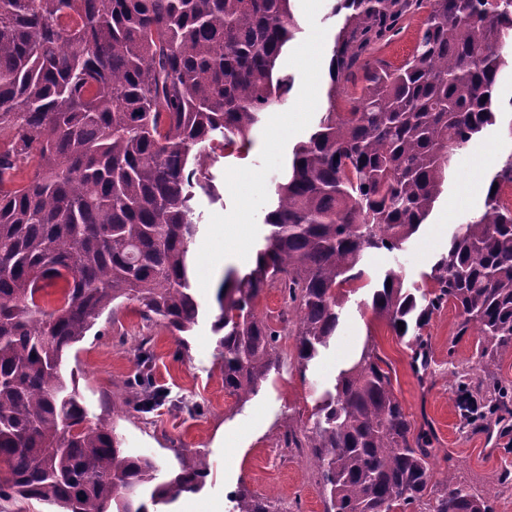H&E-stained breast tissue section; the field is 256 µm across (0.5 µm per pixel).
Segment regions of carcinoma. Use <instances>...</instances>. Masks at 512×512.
<instances>
[{
    "mask_svg": "<svg viewBox=\"0 0 512 512\" xmlns=\"http://www.w3.org/2000/svg\"><path fill=\"white\" fill-rule=\"evenodd\" d=\"M343 24L329 61L319 129L276 183L268 233L247 272L220 281L212 323L224 390L247 401L297 341L300 374L335 336L347 288L368 256L402 248L443 191L453 156L496 122L501 74L512 68V0H338ZM426 13L404 63L376 47ZM298 30L291 0H0V499L60 512H148L202 489L211 466L174 450L178 468L132 455L105 423L91 425L62 366L102 314L126 300L184 336L198 325L188 255L198 233L192 189L213 194L208 163L248 148V135L287 91L275 68ZM363 73L336 109V88ZM512 184V154L491 179ZM431 285L388 270L371 309L416 355L447 305L475 327L486 410L512 396L497 379L512 352V210L500 191L448 241ZM280 289L295 320L256 310ZM404 329H398V322ZM375 345L324 392L313 427L288 426L307 448L326 512H417L434 457L397 397ZM112 411L152 406L141 374ZM474 399L467 378L456 405ZM433 512H493L455 479ZM233 512H278L244 492Z\"/></svg>",
    "mask_w": 512,
    "mask_h": 512,
    "instance_id": "1",
    "label": "carcinoma"
}]
</instances>
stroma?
Masks as SVG:
<instances>
[{
  "instance_id": "1",
  "label": "stroma",
  "mask_w": 512,
  "mask_h": 512,
  "mask_svg": "<svg viewBox=\"0 0 512 512\" xmlns=\"http://www.w3.org/2000/svg\"><path fill=\"white\" fill-rule=\"evenodd\" d=\"M335 4L292 0L298 31L276 65L277 75L291 83L285 101L252 130L248 150L217 158L210 166L217 196L196 199L200 231L190 251L192 286L204 314L187 347H180L163 325L144 319L137 302L127 301L105 312L64 363L63 375L75 377L90 420L109 418L128 452L156 460L160 478L169 475L174 449L209 460L211 474L199 492L170 506L155 505L153 512H230L229 495L241 489L280 512H325L308 450L284 447L282 437L289 425L308 422L321 393L368 341L390 364L394 389L414 428L429 434L435 475L455 462L459 480L477 493H491L493 512H512V485L497 482L503 467L512 468V432L492 416L462 428L454 402V374L479 375L473 360L476 336H457L458 313L444 307L423 331L429 357L426 368L417 370L405 342L370 308L388 270L399 272L406 285H424L458 226L482 210V186L512 154V138L503 133L512 124L511 111L498 113L495 124L456 155L442 195L403 249L367 259L359 289L346 296L335 336L306 373L296 368L290 340L280 345L283 367L261 382L249 401L238 402L224 389L211 328L217 288L225 269L244 272L253 266L267 232L264 215L275 204V183L323 114L328 64L342 22ZM145 354L152 387L164 394L160 406L147 413L132 406L113 414V403L124 397Z\"/></svg>"
}]
</instances>
